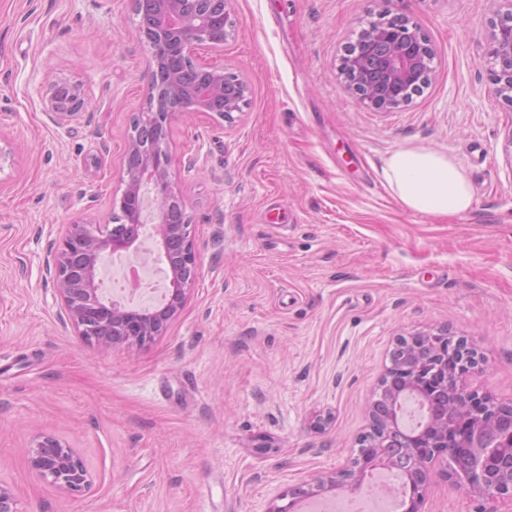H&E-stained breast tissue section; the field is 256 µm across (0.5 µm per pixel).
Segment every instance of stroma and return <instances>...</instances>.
<instances>
[{
    "label": "stroma",
    "mask_w": 512,
    "mask_h": 512,
    "mask_svg": "<svg viewBox=\"0 0 512 512\" xmlns=\"http://www.w3.org/2000/svg\"><path fill=\"white\" fill-rule=\"evenodd\" d=\"M231 8L223 48L194 61L238 72L246 104L228 122L187 113L169 134L195 287L163 336L104 353L65 324L46 268L65 224L110 220L150 52L133 0H0V483L20 512H269L347 465L394 340L429 328L478 352L472 389L512 401V103L486 57L505 0H401L436 58L390 112L339 75L383 0ZM66 80L92 100L64 130L41 92ZM406 148L454 159L472 209L407 211L382 174ZM42 434L78 449L88 493L31 475ZM422 512H512V499L436 478Z\"/></svg>",
    "instance_id": "35a3bbf8"
}]
</instances>
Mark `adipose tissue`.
<instances>
[{
  "label": "adipose tissue",
  "mask_w": 512,
  "mask_h": 512,
  "mask_svg": "<svg viewBox=\"0 0 512 512\" xmlns=\"http://www.w3.org/2000/svg\"><path fill=\"white\" fill-rule=\"evenodd\" d=\"M383 177L396 199L415 213L451 217L467 213L474 203L467 177L443 153L397 150L385 160Z\"/></svg>",
  "instance_id": "obj_1"
}]
</instances>
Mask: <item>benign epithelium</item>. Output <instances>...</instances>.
I'll return each instance as SVG.
<instances>
[{"label":"benign epithelium","mask_w":512,"mask_h":512,"mask_svg":"<svg viewBox=\"0 0 512 512\" xmlns=\"http://www.w3.org/2000/svg\"><path fill=\"white\" fill-rule=\"evenodd\" d=\"M231 0H142L139 32L151 48L146 102L132 121L120 174L121 194L113 196L112 223L76 220L65 225L53 261V279L67 319L84 342L110 351L142 346L163 335L183 311L197 279L196 247L187 201L172 179L168 147L171 124L188 112H213L228 121L245 104L247 86L223 66L202 67L208 81L191 104L178 102L180 74L163 86L155 82L161 51L170 48L192 60L196 46L213 49L235 26ZM493 23L488 59L494 94L512 102V0ZM434 48L409 17L388 13L363 30L340 65L345 88L367 108L388 112L408 103L428 82ZM88 91L79 82L49 85L44 104L54 122L80 120ZM153 225L157 252L170 271L168 299L154 311L135 312L105 299L100 266L118 250L137 252V229ZM479 362L474 351L446 329L400 336L390 366L369 410V430L357 441L349 465L320 477L303 496L337 491L356 494L369 473L391 467L386 448L406 449L410 499L407 512H420L422 491L433 466L464 458L490 444L500 452L472 468L445 466L451 485L485 499L512 497V401L496 402L469 388L464 378ZM32 473L71 495L86 493L92 475L83 457L52 434L29 449ZM0 512H20L14 492L0 484Z\"/></svg>","instance_id":"benign-epithelium-1"}]
</instances>
